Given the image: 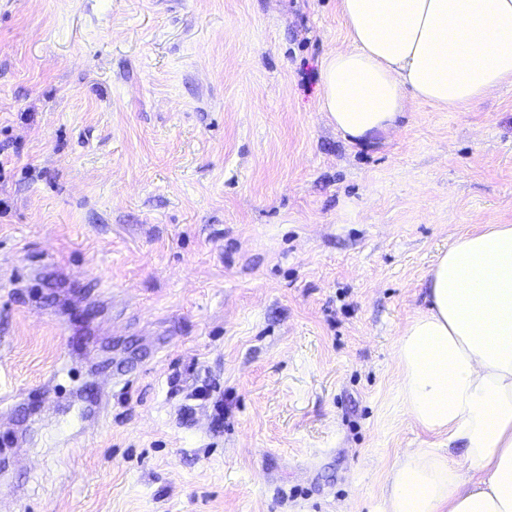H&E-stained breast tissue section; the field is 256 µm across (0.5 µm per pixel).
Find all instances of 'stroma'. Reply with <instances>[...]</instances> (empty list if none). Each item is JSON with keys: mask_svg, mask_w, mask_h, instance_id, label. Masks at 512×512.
<instances>
[{"mask_svg": "<svg viewBox=\"0 0 512 512\" xmlns=\"http://www.w3.org/2000/svg\"><path fill=\"white\" fill-rule=\"evenodd\" d=\"M338 0H0V512H375L512 85L345 139Z\"/></svg>", "mask_w": 512, "mask_h": 512, "instance_id": "stroma-1", "label": "stroma"}]
</instances>
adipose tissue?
Returning <instances> with one entry per match:
<instances>
[{
    "label": "adipose tissue",
    "mask_w": 512,
    "mask_h": 512,
    "mask_svg": "<svg viewBox=\"0 0 512 512\" xmlns=\"http://www.w3.org/2000/svg\"><path fill=\"white\" fill-rule=\"evenodd\" d=\"M339 11L350 45L322 63L320 109L349 141L395 127L408 97L453 110L512 83V0H339ZM426 302L398 341L399 390L409 421L449 445L399 456L377 512H512V224L454 239Z\"/></svg>",
    "instance_id": "adipose-tissue-1"
}]
</instances>
